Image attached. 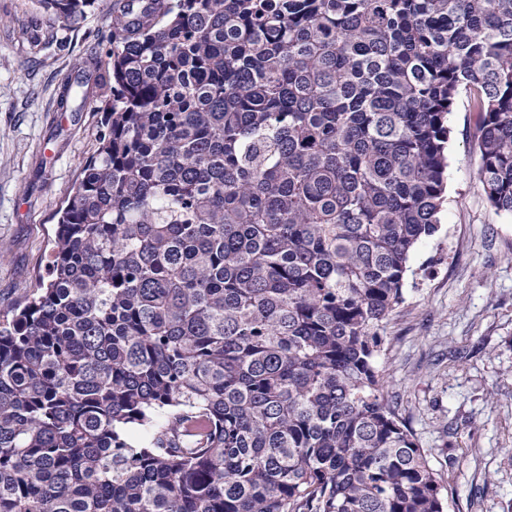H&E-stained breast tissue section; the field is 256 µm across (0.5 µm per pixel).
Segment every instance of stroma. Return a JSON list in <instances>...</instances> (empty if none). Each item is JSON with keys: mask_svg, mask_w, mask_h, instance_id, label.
Returning <instances> with one entry per match:
<instances>
[{"mask_svg": "<svg viewBox=\"0 0 512 512\" xmlns=\"http://www.w3.org/2000/svg\"><path fill=\"white\" fill-rule=\"evenodd\" d=\"M117 2L68 27L40 0H0V312L46 274L57 212L98 147L105 16ZM75 80L83 95L62 108ZM475 123L459 97L440 228L411 256L377 367L443 479L448 512H512V215L478 180Z\"/></svg>", "mask_w": 512, "mask_h": 512, "instance_id": "1", "label": "stroma"}]
</instances>
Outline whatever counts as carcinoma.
<instances>
[{
  "label": "carcinoma",
  "mask_w": 512,
  "mask_h": 512,
  "mask_svg": "<svg viewBox=\"0 0 512 512\" xmlns=\"http://www.w3.org/2000/svg\"><path fill=\"white\" fill-rule=\"evenodd\" d=\"M108 27L106 131L0 313V512H446L376 360L463 93L512 215V0H124Z\"/></svg>",
  "instance_id": "cac0c4a2"
}]
</instances>
